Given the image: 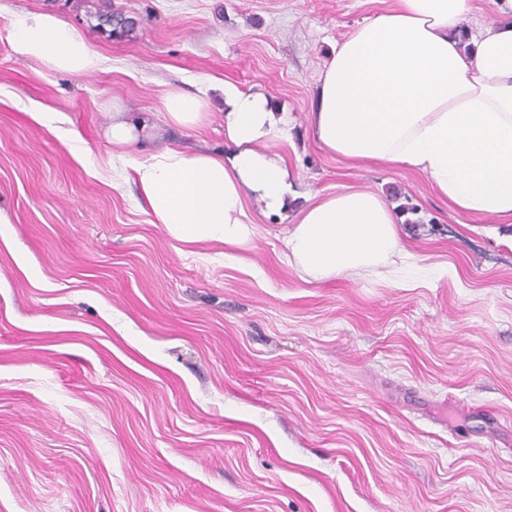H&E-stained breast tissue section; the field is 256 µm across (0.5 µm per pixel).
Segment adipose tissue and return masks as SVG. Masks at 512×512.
<instances>
[{
  "mask_svg": "<svg viewBox=\"0 0 512 512\" xmlns=\"http://www.w3.org/2000/svg\"><path fill=\"white\" fill-rule=\"evenodd\" d=\"M479 37L467 23L474 0H393L332 50L311 114L321 148L354 165L386 164L426 175L461 218L512 223V0H495ZM14 52L53 73L79 76L102 58L83 34L50 11L21 15ZM160 109L189 131L209 116L207 97L165 92ZM225 152L133 148L152 137L149 117L112 109L105 136L130 169L154 223L182 244L239 247L257 226L246 202L286 212L291 173L276 147L288 116L257 91H224ZM287 258L313 280L406 264L393 208L379 194L342 186L307 197L285 237Z\"/></svg>",
  "mask_w": 512,
  "mask_h": 512,
  "instance_id": "ef3b65f1",
  "label": "adipose tissue"
}]
</instances>
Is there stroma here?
<instances>
[{
  "label": "stroma",
  "mask_w": 512,
  "mask_h": 512,
  "mask_svg": "<svg viewBox=\"0 0 512 512\" xmlns=\"http://www.w3.org/2000/svg\"><path fill=\"white\" fill-rule=\"evenodd\" d=\"M390 0H0V512H512V223L464 226L428 177L353 167L310 124L336 42ZM134 17L107 36L100 5ZM52 11L104 58L69 76L7 32ZM290 118L300 196L384 195L415 267L313 281L285 217L241 248L152 223L103 132L221 84ZM62 113L72 149L27 115Z\"/></svg>",
  "instance_id": "obj_1"
}]
</instances>
